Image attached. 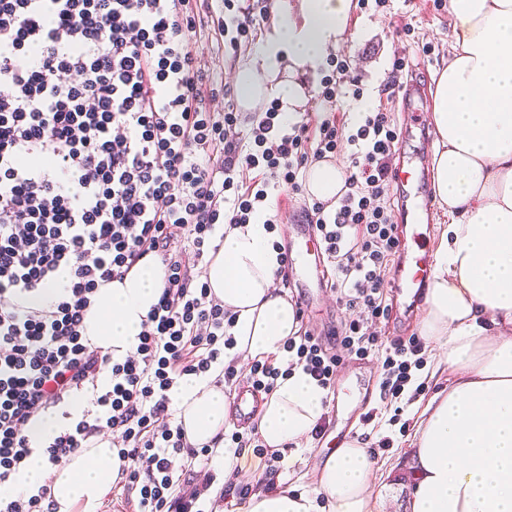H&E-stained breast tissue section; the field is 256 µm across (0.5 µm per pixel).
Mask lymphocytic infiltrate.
<instances>
[{
	"label": "lymphocytic infiltrate",
	"instance_id": "f902f5d3",
	"mask_svg": "<svg viewBox=\"0 0 512 512\" xmlns=\"http://www.w3.org/2000/svg\"><path fill=\"white\" fill-rule=\"evenodd\" d=\"M207 24L233 50L256 18L234 0L218 13L200 0H0V512H51L50 486L28 495L8 484L34 451L31 421L56 406L66 423L44 449L49 463L108 434L129 462L115 487L138 512H204L190 470L173 459L210 449L189 441L169 393L216 365L225 385L237 382L236 362L224 358L235 315L190 275L184 253L204 259L217 225L249 223L271 182L300 191V171L332 160L340 138L354 148L345 191L337 206L316 201L303 215L325 247L339 305L360 316L332 342L288 337L285 365L252 361L249 379L270 393L299 366L328 389L338 363L331 344L358 356L381 347L380 396L392 400L424 362L420 338L386 345L376 331L391 314L383 284L399 248L386 207L398 143L390 113L368 107L344 134L337 102L361 91L342 52L321 81L324 117L288 123L274 100L241 142L233 90L214 88L191 48ZM241 167L255 172L249 185L235 180ZM149 253L161 294L135 349L116 360L89 343L84 316L102 284L123 280ZM49 288L55 296L42 301ZM105 371L112 386L96 411L64 410Z\"/></svg>",
	"mask_w": 512,
	"mask_h": 512
}]
</instances>
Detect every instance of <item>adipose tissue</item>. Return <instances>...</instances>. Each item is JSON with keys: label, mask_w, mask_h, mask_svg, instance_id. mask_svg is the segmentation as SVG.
<instances>
[{"label": "adipose tissue", "mask_w": 512, "mask_h": 512, "mask_svg": "<svg viewBox=\"0 0 512 512\" xmlns=\"http://www.w3.org/2000/svg\"><path fill=\"white\" fill-rule=\"evenodd\" d=\"M453 20L448 61L432 75L430 116L436 148L433 198L450 222L423 294V329L437 342L447 389L428 401L417 435L416 480L405 512H512V0H448ZM353 0H279V23L265 35L258 63L240 70L239 100L279 98L296 115L302 86L266 84L280 63L316 72L349 31ZM228 227L205 278L235 313L240 362L281 358L298 330L287 295L273 285L277 267L265 221ZM162 275L144 256L124 280L101 286L84 319V334L113 357L135 345L159 298ZM175 417L191 442L205 443L229 427L223 384L189 377L170 392ZM326 392L295 368L267 397L258 432L267 445L297 453L323 410ZM121 466L109 440L50 466L36 451L12 489L34 493L50 484L56 512L83 504L94 512ZM375 462L357 442L343 443L323 462L313 490L287 487L253 494L247 512H374Z\"/></svg>", "instance_id": "adipose-tissue-1"}]
</instances>
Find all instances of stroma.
I'll return each instance as SVG.
<instances>
[{
    "mask_svg": "<svg viewBox=\"0 0 512 512\" xmlns=\"http://www.w3.org/2000/svg\"><path fill=\"white\" fill-rule=\"evenodd\" d=\"M276 12H269L249 39L243 40L236 56H229L221 37L206 29L193 39V47L207 63L214 83L232 84L238 67L258 60L265 34L276 25ZM350 27L360 34L359 40L349 44L350 68L361 81L362 99L343 95L338 109L346 126L356 124L359 114L367 106L378 104L380 87L392 69L395 56L406 54L409 64L424 77H431L448 59V42L452 31V19L442 0H388L386 9L374 6L352 11ZM430 47V54L417 53V46ZM392 117L399 130V143L405 153L415 155L435 148V136L428 112L405 115L399 104H392ZM383 351H372L368 356L344 357L336 372L334 391L343 397L349 408V416L360 413L359 391L352 376L354 367H361L368 383L369 393L374 394L373 406L376 418L364 428L358 429L357 438L367 439L375 448L376 472L374 489L376 512H404L407 486L397 476L413 465L412 450L416 446L417 424L420 413L434 393V382H426L421 393L406 390L400 399L387 402L378 399L379 383L383 377ZM390 438L391 447H379L382 438ZM334 444L308 440L306 449L298 456L280 457L278 488L291 483H309L315 468L334 451Z\"/></svg>",
    "mask_w": 512,
    "mask_h": 512,
    "instance_id": "35a3bbf8",
    "label": "stroma"
}]
</instances>
